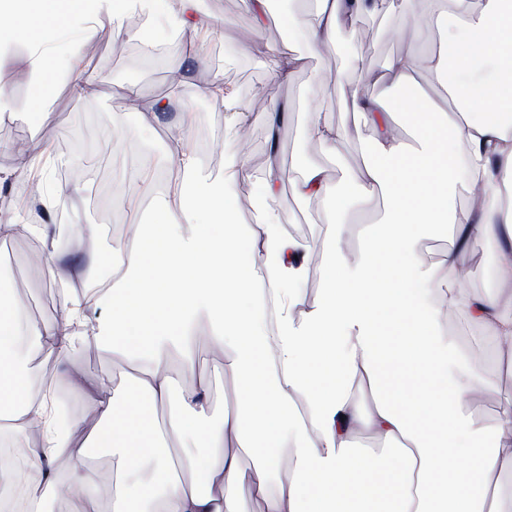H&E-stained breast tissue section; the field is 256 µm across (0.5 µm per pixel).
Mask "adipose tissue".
Returning a JSON list of instances; mask_svg holds the SVG:
<instances>
[{
	"instance_id": "obj_1",
	"label": "adipose tissue",
	"mask_w": 512,
	"mask_h": 512,
	"mask_svg": "<svg viewBox=\"0 0 512 512\" xmlns=\"http://www.w3.org/2000/svg\"><path fill=\"white\" fill-rule=\"evenodd\" d=\"M394 0H315L310 16L288 24L312 48L334 42L356 15ZM409 45L369 74L372 95L353 93L351 109L371 128L362 169L330 186L325 170L302 165L292 180L301 202L381 199L383 212L359 259L332 247L322 297L299 309L306 242L285 234L274 206L287 181L270 159L255 187L256 223L236 220L226 181L247 169L232 158L220 179L204 178L185 138L173 194L151 220L129 227L91 266L80 299L44 321L28 319L0 275V434L37 432L22 467H0V512H512V393L495 424L471 410L490 376L459 369L462 352L442 320L452 297L437 294L473 239L497 255L489 290L465 294L464 316L498 349L512 348V0H402ZM96 0H0V18L41 46L38 68L52 70L45 35L93 14ZM439 33L428 69L444 106L416 95L422 29ZM410 140L394 133L397 120ZM477 191L455 204L460 154ZM447 224L452 246L425 263L424 227ZM263 257L277 301L269 334L257 301L254 257ZM109 305L110 316L89 313ZM206 318L217 354L213 373L230 386L220 415L210 384L179 387L194 372L198 320ZM80 344L122 356L126 380L87 394L94 423L73 437L30 385V359L58 360ZM178 365H171V352ZM205 439L209 453L193 447ZM69 461L59 471V457ZM111 462V495H98V463Z\"/></svg>"
}]
</instances>
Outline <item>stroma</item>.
Listing matches in <instances>:
<instances>
[{"instance_id":"stroma-1","label":"stroma","mask_w":512,"mask_h":512,"mask_svg":"<svg viewBox=\"0 0 512 512\" xmlns=\"http://www.w3.org/2000/svg\"><path fill=\"white\" fill-rule=\"evenodd\" d=\"M199 9L212 33V45L206 48L203 61L191 58L189 42L170 46L171 21L163 16L146 15L144 24L157 47L141 48L134 55L126 54L125 43L115 40L113 25L106 17L92 23L79 17L58 39L78 47L94 43L96 56L84 58L79 70H58L43 115L26 117L10 109L0 111V169L15 174L0 187V219L22 225L49 222L100 227L97 241L77 249L61 245L63 258L59 261L49 258L42 247L32 245L28 234L0 243V263L7 270L9 283L16 287L15 296L25 310L34 311L36 319L61 312L54 291L65 292L80 285L85 270L111 241L115 225L148 221L153 195L174 186L180 177L178 162L168 155L166 146L181 129H204L206 143L196 156L206 175L223 176L229 159L243 155L248 176L232 187L242 224L255 221L251 194L262 180L270 157H277L288 169L308 162L320 164L332 185L344 172L362 167V143L371 131L356 114L347 111L353 84L335 82L336 61L353 55L364 70L383 69L406 47L399 36L406 25L403 14L358 15L350 30L337 34L334 44L315 52L302 34H289L282 11L269 13L259 30L246 0H200ZM279 49L300 59L297 72L286 84L277 83L273 76ZM37 54L25 36L0 37V82L10 86L16 98H24L41 75L34 64ZM176 71L183 74L184 82L173 107L152 115L150 100L168 94L170 77ZM88 78L96 80V93L76 94L75 86ZM215 83L224 84L249 113L251 139L247 146H240L228 135L232 114L217 110L208 99L206 90ZM131 88L139 90L137 99L129 98ZM275 102L286 106L288 117L272 151L267 146L268 113ZM310 109L351 127L350 136L341 141L337 152L303 138L301 126ZM35 142L41 148L36 157L30 154ZM131 167L143 188L133 206L119 194ZM47 197L56 201L53 210H44L41 205ZM276 207L282 225L292 229L296 238L312 244L306 259L316 262L318 277L303 280L299 288L305 305H314L321 297L322 278L328 269V251L319 241L331 214L301 204L288 185L283 186ZM493 259L486 242L474 239L461 260L466 280L449 281V288L459 296L482 290ZM447 327L449 336L461 345L467 366L501 376L498 388L481 391L473 405L478 419L492 423L500 397L512 392V376L506 375L505 363L491 358L479 336L466 328L461 306L449 308ZM64 362L70 368L84 367L90 386L102 376L121 380L129 371L120 357L94 344L70 351Z\"/></svg>"}]
</instances>
